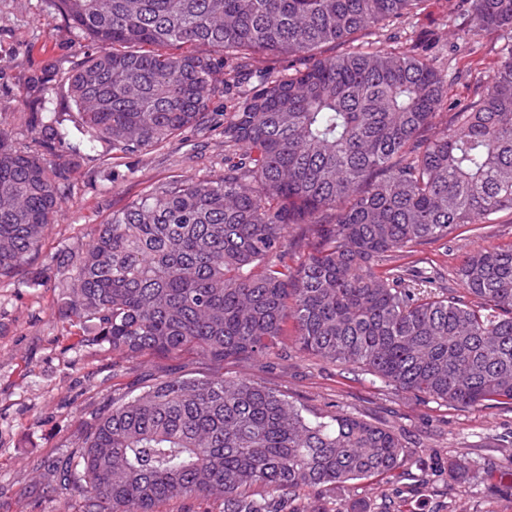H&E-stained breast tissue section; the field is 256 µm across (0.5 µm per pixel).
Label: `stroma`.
I'll list each match as a JSON object with an SVG mask.
<instances>
[{
    "instance_id": "1",
    "label": "stroma",
    "mask_w": 512,
    "mask_h": 512,
    "mask_svg": "<svg viewBox=\"0 0 512 512\" xmlns=\"http://www.w3.org/2000/svg\"><path fill=\"white\" fill-rule=\"evenodd\" d=\"M448 28L464 32L466 22L450 14L448 0H423L405 18L403 36L417 37ZM512 49V33L486 34L470 51L437 46L443 66L466 71L449 93L467 101L478 83L496 69ZM85 46L50 0H0V119L11 120L32 75L55 67L63 72L83 57ZM220 136L187 131L171 144L147 155L122 159L125 176H101L96 152L78 157L73 195L64 201L39 254L18 275L0 284V512H82L78 495H48L37 463L76 455L86 426L107 410L115 395L138 392L155 375H237L284 391L312 410L339 411L393 425L415 448L408 472L382 481H365L332 490H302V500L342 512L354 501L371 512H512V409L457 407L424 400L385 387L373 376L326 365L295 353L288 361L270 360L266 367L217 364L196 351L122 360L107 347L83 335L77 319L60 315L55 281L65 279L59 254L88 241L95 224L128 198L182 175L201 178L222 169ZM512 244V213L479 232L460 228L447 247L425 246L438 286L461 294L456 269L480 247ZM464 457L470 478L452 481L438 473L449 458Z\"/></svg>"
}]
</instances>
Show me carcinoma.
I'll return each instance as SVG.
<instances>
[{
	"label": "carcinoma",
	"mask_w": 512,
	"mask_h": 512,
	"mask_svg": "<svg viewBox=\"0 0 512 512\" xmlns=\"http://www.w3.org/2000/svg\"><path fill=\"white\" fill-rule=\"evenodd\" d=\"M94 51L60 75L73 126L28 96L0 121V282L38 254L72 195L70 157L147 154L188 130L224 138V170L153 187L67 255L60 305L123 359L194 349L258 364L284 350L357 367L454 406L512 408V245L457 269L466 296L433 290L421 247L512 211V50L475 98L398 23L422 0H51ZM465 42L512 30V0H448ZM387 30L394 46L365 38ZM286 55V76L264 66ZM236 87L225 112L213 100ZM31 132L14 143L12 125ZM303 253L294 264L291 252ZM79 460L45 472L84 512L292 506L305 488L383 479L414 451L400 431L314 412L238 376H158L82 434ZM461 457L448 475L468 477ZM221 501L213 497H189L163 503L158 512H220Z\"/></svg>",
	"instance_id": "1"
}]
</instances>
